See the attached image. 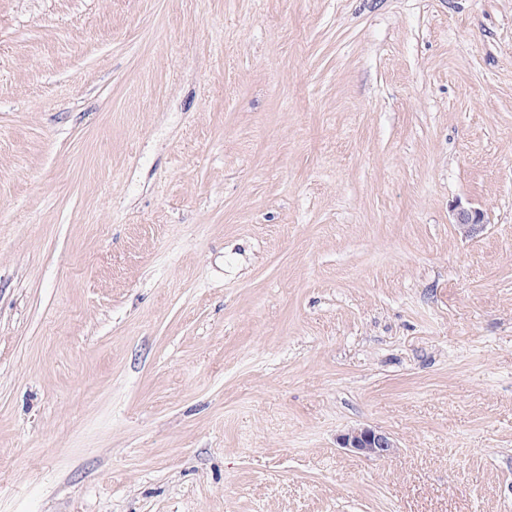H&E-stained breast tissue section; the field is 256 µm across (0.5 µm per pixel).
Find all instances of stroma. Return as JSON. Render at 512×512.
Masks as SVG:
<instances>
[{
	"label": "stroma",
	"mask_w": 512,
	"mask_h": 512,
	"mask_svg": "<svg viewBox=\"0 0 512 512\" xmlns=\"http://www.w3.org/2000/svg\"><path fill=\"white\" fill-rule=\"evenodd\" d=\"M0 512H512V0H0ZM453 223L456 231L464 238H470L483 230L484 213L475 206H464L458 202L453 207ZM338 441L340 448L374 460L388 458L397 448L390 434L367 425L348 429Z\"/></svg>",
	"instance_id": "1"
}]
</instances>
